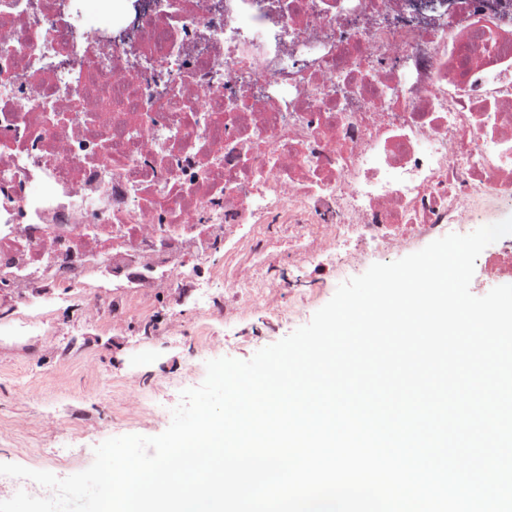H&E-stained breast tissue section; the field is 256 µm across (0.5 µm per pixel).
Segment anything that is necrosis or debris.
Returning a JSON list of instances; mask_svg holds the SVG:
<instances>
[{"label":"necrosis or debris","instance_id":"1","mask_svg":"<svg viewBox=\"0 0 512 512\" xmlns=\"http://www.w3.org/2000/svg\"><path fill=\"white\" fill-rule=\"evenodd\" d=\"M116 2L0 0L1 293L247 312L512 193V0Z\"/></svg>","mask_w":512,"mask_h":512}]
</instances>
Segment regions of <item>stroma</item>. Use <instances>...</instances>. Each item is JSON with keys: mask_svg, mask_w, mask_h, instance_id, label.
Returning <instances> with one entry per match:
<instances>
[{"mask_svg": "<svg viewBox=\"0 0 512 512\" xmlns=\"http://www.w3.org/2000/svg\"><path fill=\"white\" fill-rule=\"evenodd\" d=\"M323 282L230 316L198 309L191 288L132 298L121 323L107 292L83 315L72 311L79 288L62 305H19L14 327H0V463L64 478L88 468L108 438L159 435L171 418L148 402L175 407L203 382L206 361L250 359L307 324L336 291L331 276Z\"/></svg>", "mask_w": 512, "mask_h": 512, "instance_id": "35a3bbf8", "label": "stroma"}]
</instances>
